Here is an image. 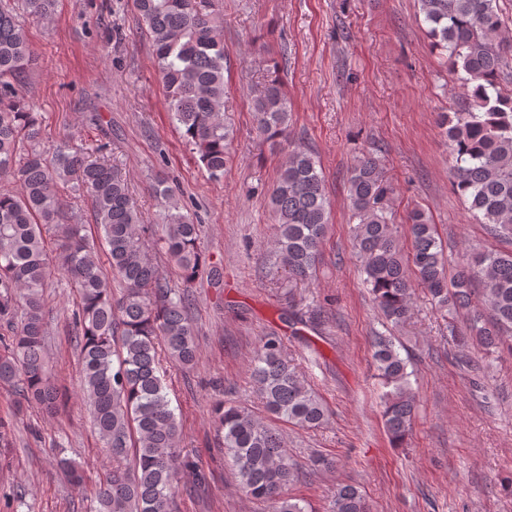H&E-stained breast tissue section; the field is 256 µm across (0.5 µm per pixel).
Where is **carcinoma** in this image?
Listing matches in <instances>:
<instances>
[{"instance_id": "cac0c4a2", "label": "carcinoma", "mask_w": 512, "mask_h": 512, "mask_svg": "<svg viewBox=\"0 0 512 512\" xmlns=\"http://www.w3.org/2000/svg\"><path fill=\"white\" fill-rule=\"evenodd\" d=\"M134 3L154 47L171 119L209 176L220 180L234 133L223 117L226 56L212 0ZM419 5L452 72L473 84L464 111L442 117L453 185L491 235L512 240V96L497 83L512 43L499 39L504 19L497 0H419ZM56 6L57 0H18L15 6L0 0V174H10L20 187L0 190V386L14 389L16 415L26 406L54 407L45 293L53 272L62 274L74 296L70 325L80 352L79 398L89 406L106 454L114 461L134 458L133 470L114 466L99 479L92 512H171L187 463L162 360L181 368L194 365L189 287L204 273L216 276L217 269L200 246L193 214L172 190H159L167 205L161 241L181 288L149 256L146 241L153 227L144 223L121 170L103 157L41 148L38 119L16 104L33 57L17 11L46 20ZM253 110L265 141L277 145L288 139L291 112L277 80L254 98ZM66 190L91 200L105 256L78 215L64 222ZM348 192L356 221L353 246L387 321H407L420 287L448 313L468 312L473 340L484 351L493 353L503 337H512V250L474 249L450 274L436 227L420 211L410 216V247L404 250L387 217L392 187L374 156L355 160ZM270 202L275 252L288 280L305 283L316 271L330 210L322 173L303 147L288 150ZM478 277L483 288L476 292L472 284ZM373 359L385 388V429L391 444L401 447L416 415L409 360L383 335L374 337ZM252 377L266 412L275 418L306 429L327 422L326 404L288 360L278 334L260 339ZM211 421L245 496L267 504L268 512H311L309 504L286 495L299 472L279 432L232 402L215 404ZM59 468L71 483L85 481L84 469L69 459H60ZM329 512H371V507L357 487L338 484Z\"/></svg>"}]
</instances>
